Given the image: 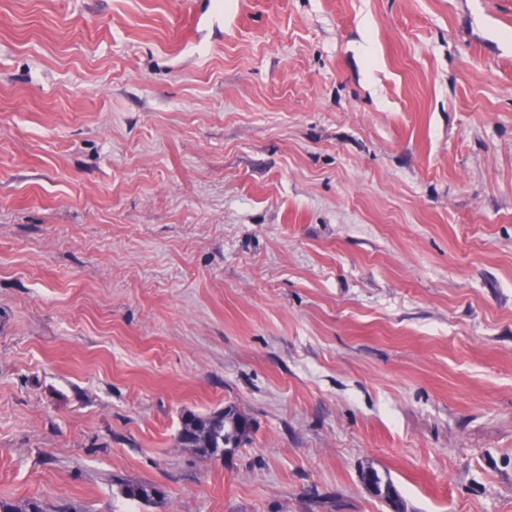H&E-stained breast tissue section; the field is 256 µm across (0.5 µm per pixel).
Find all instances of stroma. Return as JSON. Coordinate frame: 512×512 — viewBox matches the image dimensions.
<instances>
[{
    "instance_id": "stroma-1",
    "label": "stroma",
    "mask_w": 512,
    "mask_h": 512,
    "mask_svg": "<svg viewBox=\"0 0 512 512\" xmlns=\"http://www.w3.org/2000/svg\"><path fill=\"white\" fill-rule=\"evenodd\" d=\"M227 408L233 453L181 443ZM29 500L512 512V0H0ZM252 428L251 421L231 409L199 416L188 412L182 416L179 439L182 444L204 457H214L218 448L223 454L232 453L247 439Z\"/></svg>"
}]
</instances>
